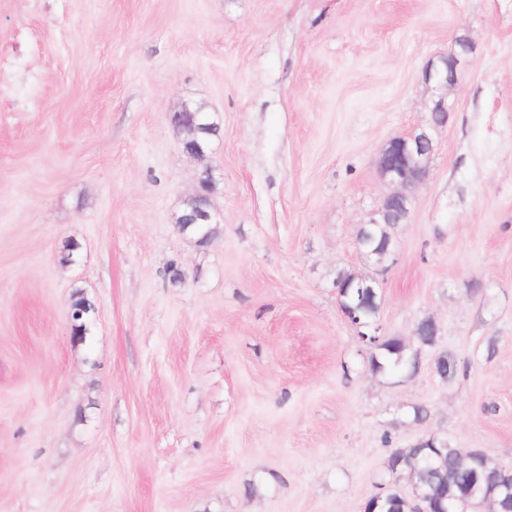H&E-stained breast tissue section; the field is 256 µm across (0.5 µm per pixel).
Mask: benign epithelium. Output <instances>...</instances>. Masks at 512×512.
<instances>
[{
	"instance_id": "obj_1",
	"label": "benign epithelium",
	"mask_w": 512,
	"mask_h": 512,
	"mask_svg": "<svg viewBox=\"0 0 512 512\" xmlns=\"http://www.w3.org/2000/svg\"><path fill=\"white\" fill-rule=\"evenodd\" d=\"M459 51L450 56L430 59L422 70V82L434 88H453L458 84L460 67L464 58L472 51L470 42L461 38L457 42ZM197 106L183 103L170 116L171 123L186 133L182 140L183 152L191 158H203L201 148L191 145L196 134L195 125H182L176 118L185 112H195ZM426 124L412 131L391 138L381 151L378 170L381 178L395 186L387 195L365 227L399 224L407 218L416 189L424 183L430 174L434 154V132L448 124L451 108L445 97L431 101ZM213 184V170L205 168L199 178V189L185 203L183 211L175 217V223L213 224L215 216L210 198ZM464 506L476 509V512H497L498 501L492 491L473 482L462 495Z\"/></svg>"
}]
</instances>
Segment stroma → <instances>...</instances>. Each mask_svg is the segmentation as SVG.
<instances>
[{"mask_svg":"<svg viewBox=\"0 0 512 512\" xmlns=\"http://www.w3.org/2000/svg\"><path fill=\"white\" fill-rule=\"evenodd\" d=\"M459 36L430 175L369 262L379 152ZM185 102L219 124L206 246L173 222L203 170ZM342 273L380 281L417 371H371ZM430 435L512 468V0H0V512H364ZM457 45L459 48L457 53L428 60L421 77L425 85L448 89L458 84L462 61L472 51V47L465 38H460ZM185 112H196L197 114H199V113L204 114L205 119L207 120V123L203 124L204 127H210L211 129H214V128H218L219 125L213 118H211L210 116H207L205 112H201L200 110H198L197 106L190 104V103H186V102L183 103L178 110L174 111V113L171 114V116H170L171 123L174 126H176L177 128H179L181 131H184L186 133V137L182 140L183 152L191 158L202 159L205 156L203 155L201 147L205 148L207 141L212 142L213 138L217 136L218 129H216L215 131L211 130V132H212L211 134H204L202 136L201 140L199 141V144L201 145V147L196 148V147L192 146L190 139L196 134V132H197V130H199V128L196 125H182L176 121L177 116H181ZM181 120L183 122H188V123L196 122V118L190 117L188 115H182Z\"/></svg>","mask_w":512,"mask_h":512,"instance_id":"stroma-1","label":"stroma"}]
</instances>
